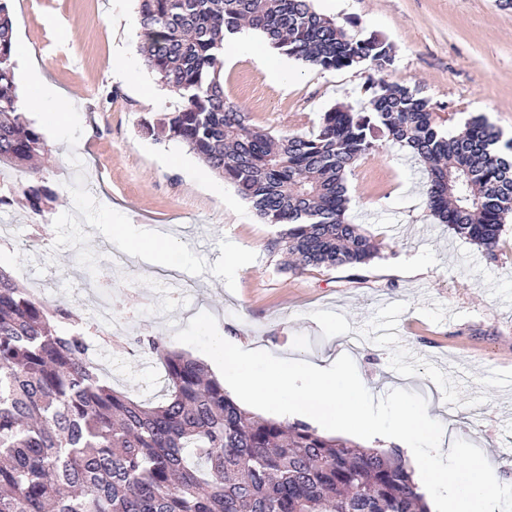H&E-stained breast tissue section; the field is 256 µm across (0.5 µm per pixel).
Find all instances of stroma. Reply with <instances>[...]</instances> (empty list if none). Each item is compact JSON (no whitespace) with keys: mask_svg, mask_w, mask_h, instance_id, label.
<instances>
[{"mask_svg":"<svg viewBox=\"0 0 512 512\" xmlns=\"http://www.w3.org/2000/svg\"><path fill=\"white\" fill-rule=\"evenodd\" d=\"M14 38L37 59L46 79L82 111L71 134L78 149L50 155L41 174L58 191L46 213L50 237L33 241L29 210L12 198L13 235L0 236V258L28 288L50 275L51 301L88 319L82 260L93 255L98 286L112 298V318L126 336L100 360L114 389L156 400L163 370L137 343L157 336L171 349L199 357L175 340L200 312L224 334L275 356L315 361L345 336L365 341L352 358L370 393L405 388L453 413L458 436L477 445L499 475L512 478V219L494 254L451 233L430 215L422 165L386 141L347 175L346 219L381 243L380 258L362 269H285L271 248L277 227L261 223L232 184L223 197L188 182L169 165L175 141L145 135L141 122L180 106L177 94L150 70L143 85L113 73L121 50L140 56L120 13L138 15V0H11ZM336 21L359 38L390 44L384 80L418 88L443 129L455 132L481 115L512 139V7L499 0H346ZM298 75L282 90L253 57L222 68L224 94L251 124L277 135L308 134L335 106L368 109L365 67L322 70L295 59ZM178 237L190 260L166 275L139 260L116 265L100 247L114 215ZM237 253L238 267L224 260ZM481 408L485 421L471 419Z\"/></svg>","mask_w":512,"mask_h":512,"instance_id":"35a3bbf8","label":"stroma"}]
</instances>
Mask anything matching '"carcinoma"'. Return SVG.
I'll use <instances>...</instances> for the list:
<instances>
[{"label": "carcinoma", "mask_w": 512, "mask_h": 512, "mask_svg": "<svg viewBox=\"0 0 512 512\" xmlns=\"http://www.w3.org/2000/svg\"><path fill=\"white\" fill-rule=\"evenodd\" d=\"M247 24L267 44L322 70L384 72L391 46L359 39L311 0H141L145 62L184 101L142 129L176 140L252 203L291 270L360 268L380 256L345 219L346 174L383 140L411 149L426 203L455 234L491 254L512 215V143L483 116L453 136L419 91L370 80V110L334 107L309 134L252 126L224 95L218 54ZM9 0H0V170L47 153L14 91ZM8 192L40 216L56 201L43 177ZM98 330L68 303L36 296L0 267V512H429L397 448L326 437L306 423L241 408L208 367L138 339L164 369L162 399L116 393L88 356Z\"/></svg>", "instance_id": "1"}]
</instances>
